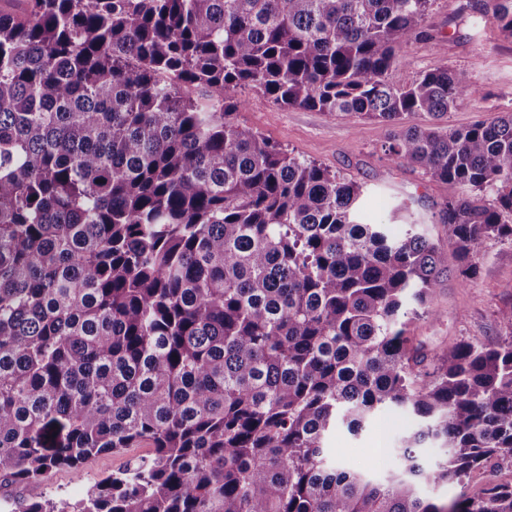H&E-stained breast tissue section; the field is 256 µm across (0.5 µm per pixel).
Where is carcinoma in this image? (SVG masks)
Returning a JSON list of instances; mask_svg holds the SVG:
<instances>
[{
  "mask_svg": "<svg viewBox=\"0 0 512 512\" xmlns=\"http://www.w3.org/2000/svg\"><path fill=\"white\" fill-rule=\"evenodd\" d=\"M0 7V485L6 512H512V484L447 507L417 484L512 464L508 336L429 353L448 254L358 221L362 189L240 127L234 92L395 131L386 151L458 189L457 276L512 246V113L405 127L479 93L389 81L434 0H20ZM493 24L512 39V0ZM407 411L401 474L327 454ZM151 443L74 503L53 470ZM447 449L431 470L417 448Z\"/></svg>",
  "mask_w": 512,
  "mask_h": 512,
  "instance_id": "obj_1",
  "label": "carcinoma"
}]
</instances>
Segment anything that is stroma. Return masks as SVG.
I'll return each instance as SVG.
<instances>
[{"label":"stroma","mask_w":512,"mask_h":512,"mask_svg":"<svg viewBox=\"0 0 512 512\" xmlns=\"http://www.w3.org/2000/svg\"><path fill=\"white\" fill-rule=\"evenodd\" d=\"M458 5L459 0H436L427 20L429 37L404 46L401 62L390 79L407 84L425 71L448 67L466 72L479 93L460 102L441 120L417 113L410 118L412 124L429 127L438 123L462 129L479 120L512 113V41L491 28L476 29L456 18ZM235 96L242 102L235 115L242 127L258 132L301 160L361 183L366 219L390 223L397 231L410 222L433 240L447 244L448 228L439 223L438 215L454 189L406 162L391 159L385 152L389 127L368 118L349 122L318 110L284 107L250 87L238 89ZM402 201L408 204L409 215L394 217L393 208ZM433 308L435 317L420 318L413 329L428 350L460 341L481 345L503 336L500 314L512 308V247L487 243L477 275L468 282L441 277ZM413 428L407 413L382 410L359 434L337 427L328 440L329 452L337 464L383 479L402 469L401 441ZM150 452L143 444L92 457L77 471L57 469L42 493L56 502L77 499L96 479L120 472L129 459Z\"/></svg>","instance_id":"stroma-1"}]
</instances>
